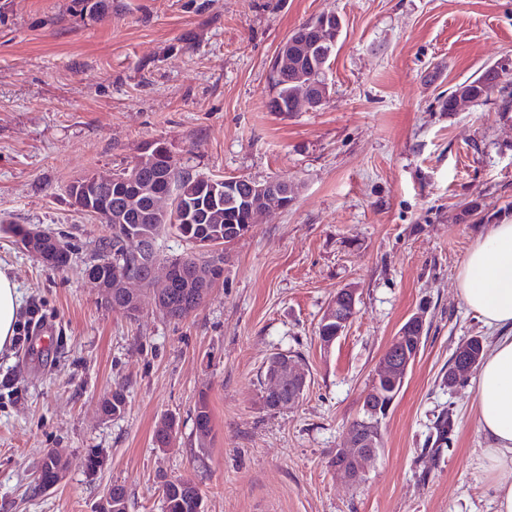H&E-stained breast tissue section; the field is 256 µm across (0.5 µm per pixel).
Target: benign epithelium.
I'll return each mask as SVG.
<instances>
[{
  "label": "benign epithelium",
  "mask_w": 512,
  "mask_h": 512,
  "mask_svg": "<svg viewBox=\"0 0 512 512\" xmlns=\"http://www.w3.org/2000/svg\"><path fill=\"white\" fill-rule=\"evenodd\" d=\"M285 181L265 180L259 181L242 177L224 178V192L239 196L243 206L266 201L270 198L278 200V204L270 206L272 210H284L290 206L293 194L284 190ZM44 232L34 228L27 235L26 244L32 255L44 260L49 252L43 245ZM136 254L140 260V266L145 268L147 277L161 279V287L169 288L172 283L186 275L187 266L165 265L160 267L154 259L152 246L142 242L137 246ZM89 280L97 285L102 293L123 297V304L127 312L136 317L141 312V300L136 288L139 279L128 271L119 267L112 271V278L103 282L94 275H89ZM356 313V293L351 288H343L328 305L325 311L324 322L336 321V335L325 336L321 342L329 346L337 337L341 336ZM425 315L422 312L414 314L401 327L400 331L383 356L380 358L371 382L362 395L364 418L356 421L350 431V447L336 450L332 465L334 469L356 484L364 479L368 464L373 461L380 452L379 435L375 428L380 423V412L390 411L394 400L402 389L409 368L417 359L424 335ZM271 371L267 377L268 391L274 394L282 392L294 386V391L288 396L287 406L291 407L299 403L308 386V374L300 363L283 358H273L270 361Z\"/></svg>",
  "instance_id": "7a95c632"
}]
</instances>
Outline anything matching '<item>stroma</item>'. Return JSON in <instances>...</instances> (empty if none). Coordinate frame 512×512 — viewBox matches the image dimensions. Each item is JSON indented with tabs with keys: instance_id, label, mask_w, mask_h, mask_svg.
<instances>
[{
	"instance_id": "35a3bbf8",
	"label": "stroma",
	"mask_w": 512,
	"mask_h": 512,
	"mask_svg": "<svg viewBox=\"0 0 512 512\" xmlns=\"http://www.w3.org/2000/svg\"><path fill=\"white\" fill-rule=\"evenodd\" d=\"M342 21L328 102L273 112L280 44L322 14ZM512 58V0H0V221L68 234L66 268L0 232V264L23 300L19 329L56 328L42 351L0 354V512H95L112 485L128 512H162L163 481L194 482L204 512H496L471 381L442 382L456 349L488 337L456 276L488 227L512 221V111L496 100L440 107L441 92ZM162 141L203 176L282 179L288 209L224 247V280L181 320L152 294L129 318L84 273L108 224L68 186L127 166ZM343 288L356 314L331 346L318 327ZM428 328L364 481L332 466L374 369L416 312ZM300 356L309 387L285 411L261 400L276 352ZM123 386L126 409L102 400ZM207 397L212 435L193 410ZM454 427L440 457L432 424ZM175 417L177 438L154 431ZM59 484L36 489L48 451ZM100 465L87 471L88 453ZM193 412L195 435L199 444L203 446L212 432V414L206 397L198 399Z\"/></svg>"
}]
</instances>
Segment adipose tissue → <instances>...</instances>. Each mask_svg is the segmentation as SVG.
<instances>
[{
    "label": "adipose tissue",
    "mask_w": 512,
    "mask_h": 512,
    "mask_svg": "<svg viewBox=\"0 0 512 512\" xmlns=\"http://www.w3.org/2000/svg\"><path fill=\"white\" fill-rule=\"evenodd\" d=\"M458 291L491 335L474 378L477 424L497 472L496 512H512V222L493 225L473 244ZM18 285L0 267V349L11 346L21 310Z\"/></svg>",
    "instance_id": "adipose-tissue-1"
}]
</instances>
